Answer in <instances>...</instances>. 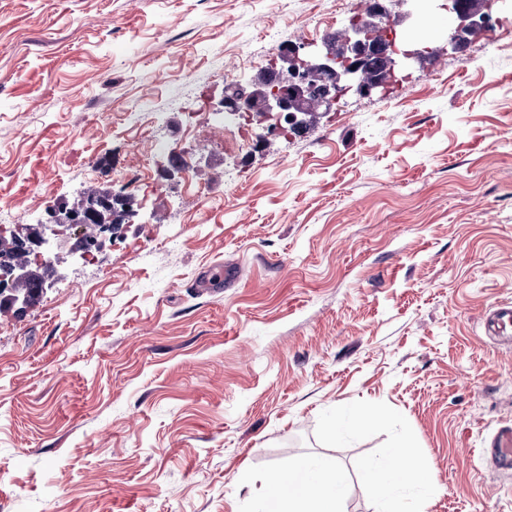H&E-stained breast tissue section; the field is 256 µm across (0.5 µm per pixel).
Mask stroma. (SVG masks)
Instances as JSON below:
<instances>
[{"label": "stroma", "instance_id": "35a3bbf8", "mask_svg": "<svg viewBox=\"0 0 512 512\" xmlns=\"http://www.w3.org/2000/svg\"><path fill=\"white\" fill-rule=\"evenodd\" d=\"M348 24L336 0H0V233L129 199L0 314V512H258L306 457L375 512L361 469L399 439L429 464L407 512H512L481 458L512 426V340L485 333L512 303V0L453 55L439 12L407 81L299 131L219 117L301 27ZM365 408L384 423L331 433ZM112 198V205L109 204V200ZM95 202L98 212L95 215L88 214V204L90 202ZM127 200H119L117 197H112L111 192L109 191H101L98 189H92L87 198L79 203L77 206H74L70 209V213L76 214L85 219L87 224H91L88 228L86 234L80 238L76 239L77 241L74 243V247L76 249H90L93 246L95 240L93 239L95 233V225L99 224H112V228H115L117 225L122 224V217L125 212V205L127 204ZM119 206V207H118Z\"/></svg>", "mask_w": 512, "mask_h": 512}]
</instances>
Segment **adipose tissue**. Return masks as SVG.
<instances>
[{"mask_svg": "<svg viewBox=\"0 0 512 512\" xmlns=\"http://www.w3.org/2000/svg\"><path fill=\"white\" fill-rule=\"evenodd\" d=\"M427 467L404 442L383 449L378 462L365 465L364 480L372 495L389 512L396 484L425 481ZM271 492L264 512H342L346 478L335 465L299 460L271 471L267 476Z\"/></svg>", "mask_w": 512, "mask_h": 512, "instance_id": "1", "label": "adipose tissue"}]
</instances>
